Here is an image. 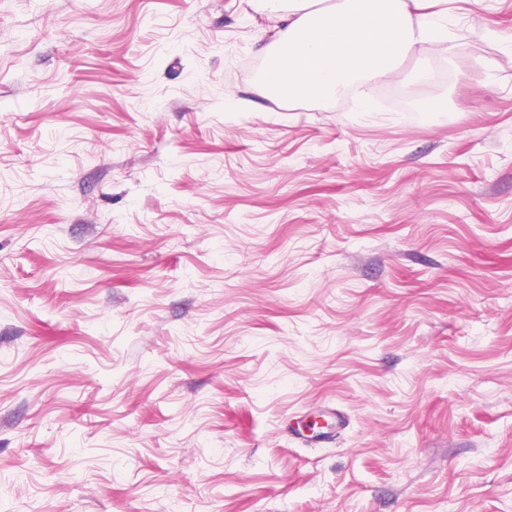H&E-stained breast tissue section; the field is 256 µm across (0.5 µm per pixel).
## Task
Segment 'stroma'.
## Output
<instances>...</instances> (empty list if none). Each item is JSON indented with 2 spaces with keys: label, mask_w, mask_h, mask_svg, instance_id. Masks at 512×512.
<instances>
[{
  "label": "stroma",
  "mask_w": 512,
  "mask_h": 512,
  "mask_svg": "<svg viewBox=\"0 0 512 512\" xmlns=\"http://www.w3.org/2000/svg\"><path fill=\"white\" fill-rule=\"evenodd\" d=\"M261 37L0 0V512H512V0L368 112Z\"/></svg>",
  "instance_id": "obj_1"
}]
</instances>
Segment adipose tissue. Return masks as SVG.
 I'll return each mask as SVG.
<instances>
[{
	"instance_id": "obj_1",
	"label": "adipose tissue",
	"mask_w": 512,
	"mask_h": 512,
	"mask_svg": "<svg viewBox=\"0 0 512 512\" xmlns=\"http://www.w3.org/2000/svg\"><path fill=\"white\" fill-rule=\"evenodd\" d=\"M270 22L258 90L290 101L336 97L392 77L399 63L438 44L444 28L410 0H246Z\"/></svg>"
}]
</instances>
